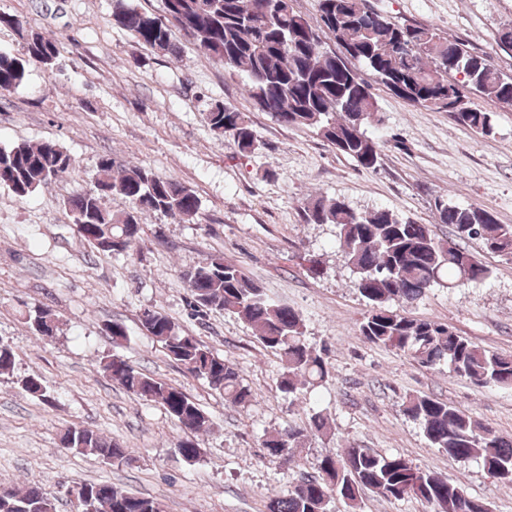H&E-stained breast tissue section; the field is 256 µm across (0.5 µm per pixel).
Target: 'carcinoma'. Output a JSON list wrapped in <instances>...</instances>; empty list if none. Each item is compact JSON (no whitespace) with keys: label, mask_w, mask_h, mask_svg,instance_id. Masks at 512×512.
Listing matches in <instances>:
<instances>
[{"label":"carcinoma","mask_w":512,"mask_h":512,"mask_svg":"<svg viewBox=\"0 0 512 512\" xmlns=\"http://www.w3.org/2000/svg\"><path fill=\"white\" fill-rule=\"evenodd\" d=\"M162 2L160 18L116 0L112 22L162 56H180L177 34L193 38L229 75L246 76V92L256 109L281 125L314 132L365 170L377 168L383 143L367 131L381 123L374 81L414 106L448 113L481 135L492 133V117L471 103L470 94L512 106V75L500 73L485 56L434 28L400 25L372 11L367 0H317L316 26L295 10L293 0ZM27 24L19 15L0 13V28L13 29L24 39V53L0 51V99L25 85L30 64L52 68L60 55L54 37L29 30ZM326 36L340 52L324 49ZM206 120L240 155L259 149L250 116L239 108L216 103ZM73 167L70 154L54 141L0 148V185L19 199ZM97 169L94 189L71 197L67 207L78 235L100 254H133L147 214L185 223L198 218L201 203L195 191L174 179L134 164L118 167L107 155L98 160ZM114 197L125 208L114 211L106 204ZM435 209L438 223L451 227L452 237L442 239L431 225L400 218L388 209L356 211L339 198H318L303 212L308 224L336 226L344 259L356 274L354 288L369 306L358 325L365 342L400 352L426 368L445 366L476 385L512 389L511 354L491 352L446 324L414 319L393 307L415 303L436 285L485 281L491 270L463 246L466 241L478 240L487 253L512 262L511 224L498 223L485 208L443 199ZM186 280L193 317L203 320L216 311L236 316L281 359V393L295 398L326 380V353L308 343L302 315L269 299L237 264L209 255ZM139 321L183 372L235 405L251 402L252 392L233 361L211 352L161 311L146 309ZM26 323L40 340L54 338L57 331L55 314L42 304L27 311ZM109 331L115 351L101 358L102 369L127 392L161 405L189 431L175 448L184 460L197 461L201 437L210 425L208 415L180 388L136 368L118 352L129 340L124 324L114 322ZM17 364L15 348L1 339L0 376H14ZM16 382L38 399L51 400L40 378L29 375ZM403 412L420 423L429 445L448 458L473 459L488 471L512 474V440L469 414L426 396L408 398ZM328 426V418L316 412L305 423L290 422L265 435L261 446L270 460L286 463L309 434H325ZM61 442L77 454L129 462L124 448L91 428L68 427ZM367 492L389 501L413 498L429 512H491L489 502L469 496L441 473L421 470L402 456H382L350 444L318 458L316 474L302 478L288 496L273 499L269 512H327L333 497L355 512ZM68 494L73 512H164L160 500L126 493L108 481L76 484ZM0 512H56V504L32 481L23 490L0 489Z\"/></svg>","instance_id":"obj_1"}]
</instances>
